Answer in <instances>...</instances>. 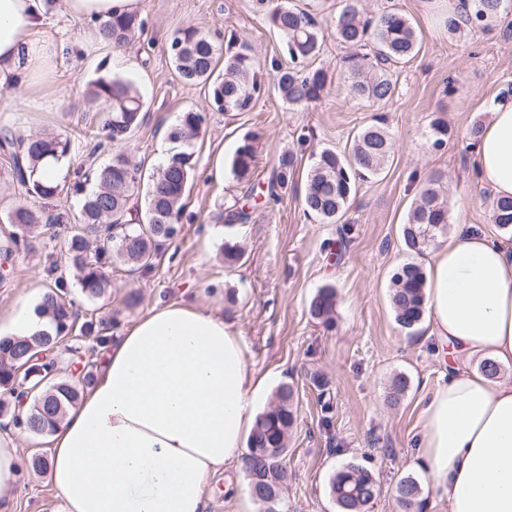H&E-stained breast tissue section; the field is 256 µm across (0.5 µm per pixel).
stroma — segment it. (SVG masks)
Segmentation results:
<instances>
[{
  "instance_id": "1",
  "label": "stroma",
  "mask_w": 512,
  "mask_h": 512,
  "mask_svg": "<svg viewBox=\"0 0 512 512\" xmlns=\"http://www.w3.org/2000/svg\"><path fill=\"white\" fill-rule=\"evenodd\" d=\"M318 20L323 42L311 64L327 73V90L316 103L288 104L274 87L278 64H287L281 36L257 15L251 0H138L143 21L123 50L83 47L93 23L52 17V30L65 50L55 79L29 91L0 87V128L18 135L69 140L70 168L86 160L90 134L102 133L108 110L89 102V84L119 75L134 82L146 102L145 115L131 139L143 174H152L180 144L168 132L184 112L206 115L195 141V176L185 194L178 235L169 241L152 270L128 274L113 268L107 294L91 303L81 294L67 252L68 229L50 225L27 238L11 256L0 255V313L40 290L52 287L50 266H57L67 300L79 321L92 322L93 334L73 329L53 352L60 375L71 376L89 364L96 337L124 334L160 302L191 300L230 320L242 337L249 366L264 376L270 396L284 384L293 390L297 421L288 437L283 492L286 512H336L328 491L331 475L357 462L379 480L371 512H399L398 482L419 476L414 442L421 428L427 393L441 381L444 366L426 325L402 329L390 303L391 277L409 261L402 240L420 186L427 175L441 176L448 199L449 224H469L492 235V197L479 183L466 133L487 121L492 99L512 87V0L487 29L448 34L445 0H364L367 11L405 14L418 37V52L396 68L395 95L369 104L350 94L344 61L347 46L336 38L339 0H290ZM195 27L209 35L218 57L249 44L256 55L264 89L247 112L211 110L208 88L178 78L170 58L177 31ZM448 121V137L433 146L429 124ZM383 118L394 143L384 171L358 182L344 217L335 224L305 215L304 187L313 151L348 150L353 134L373 118ZM254 136L257 150L251 182L263 188L279 155L296 152L292 183L278 202L259 204L248 224L227 226L226 207L245 188L231 169L236 148ZM225 172L215 176L216 162ZM81 196L67 191L52 200L29 196L12 179V160L0 151V248L14 228L6 213L19 204L49 213H77ZM245 248L235 266L224 262L225 243ZM57 274V275H58ZM337 293L331 326L311 317L309 303L323 286ZM404 374L408 388L392 403V378ZM247 486L243 465L233 464L208 485L206 512H244L240 492ZM61 502L44 473L26 467L12 495L10 512H60Z\"/></svg>"
}]
</instances>
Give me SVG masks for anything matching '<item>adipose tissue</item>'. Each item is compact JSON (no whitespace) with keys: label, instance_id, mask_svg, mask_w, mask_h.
Listing matches in <instances>:
<instances>
[{"label":"adipose tissue","instance_id":"obj_1","mask_svg":"<svg viewBox=\"0 0 512 512\" xmlns=\"http://www.w3.org/2000/svg\"><path fill=\"white\" fill-rule=\"evenodd\" d=\"M136 0H0V86L56 74L51 15L103 22ZM472 146L493 198L512 197V97L493 101ZM428 324L448 372L422 412L417 464L446 512H512V238L456 225L425 266ZM103 360L49 433L48 479L61 512H205L210 478L242 460L263 381L223 315L192 301L152 307Z\"/></svg>","mask_w":512,"mask_h":512}]
</instances>
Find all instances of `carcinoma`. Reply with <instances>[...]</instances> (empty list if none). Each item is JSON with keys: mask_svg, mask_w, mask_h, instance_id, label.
<instances>
[{"mask_svg": "<svg viewBox=\"0 0 512 512\" xmlns=\"http://www.w3.org/2000/svg\"><path fill=\"white\" fill-rule=\"evenodd\" d=\"M272 0H253L252 7L277 30L285 41L292 66L277 71L274 87L293 106L316 102L326 91L327 73L321 68L307 69L302 63L320 50V29L315 16L307 10L278 4ZM336 13V37L352 49L347 63L351 70V93L372 103L390 99L396 91L393 71L408 59L417 46L416 31L403 14L386 10L367 12L362 0H341ZM503 0H475L474 14L464 21L447 20L448 32L462 28H484L500 12ZM142 26L136 12L115 15L100 25L102 39L115 47L129 41ZM172 62L181 80L209 86V101L219 112H246L260 94V66L244 47L224 58V72L216 71L217 48L196 28L176 33L171 42ZM91 95L109 106L105 123L106 137L122 147L105 163H90L76 172L78 184L92 185L85 193L77 219L66 213H38L26 205L15 206L9 223L26 232L40 223L71 224L69 251L80 267L82 294L90 301L105 295L108 269L116 263L129 272L152 269L165 243L177 234L186 188L193 177V141L199 137L205 117L188 111L169 132V138L184 146L147 179L144 209L130 205L139 194L142 171L133 165L126 150L143 119L144 101L138 88L120 77H100L92 83ZM433 145L448 137V124L438 116L430 124ZM0 149L11 154L13 175L27 193L48 200L60 195L64 186L47 185L33 179L42 159L60 158L70 151L69 141L39 136L6 135ZM393 152L392 135L381 121L360 128L353 137L349 153L341 155L323 149L308 174L304 204L321 222L336 223L349 207L356 182L380 174ZM254 139L244 138L232 161L239 180L250 177L255 162ZM296 157L287 152L277 160L267 186V196L279 198V192L293 181ZM431 177L421 189L403 228L408 251L421 255L440 236L448 233V201L439 184ZM253 194L244 202L225 208L224 223L247 224L251 221ZM491 219L500 230L512 233V198L492 201ZM425 277L416 261L403 263L391 278V303L397 323L406 330L418 328L426 312ZM65 281L55 278L44 300V313L50 317V331L31 342L16 336L0 337V386L12 396L30 397L32 403L23 415L13 417L14 424L33 434L50 431L63 418L68 407L80 397L78 383L56 379L49 386L44 380L55 371L52 353L55 346L72 332L77 314L65 302ZM336 309V289H319L309 304L312 317L328 325ZM293 391L279 388L270 406L257 417L248 440L246 472L249 491L260 512H282L283 489L288 480L282 460L287 452L288 432L296 416L292 409ZM329 494L337 512H369L379 494L376 476L364 466L349 462L332 475ZM398 506L411 512H424L421 485L413 477L401 479L396 486Z\"/></svg>", "mask_w": 512, "mask_h": 512, "instance_id": "obj_1", "label": "carcinoma"}]
</instances>
